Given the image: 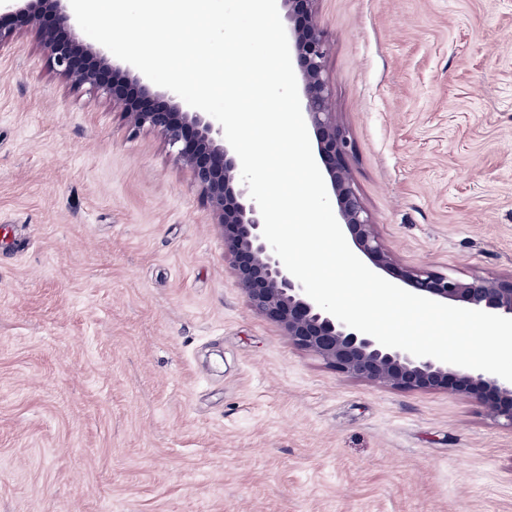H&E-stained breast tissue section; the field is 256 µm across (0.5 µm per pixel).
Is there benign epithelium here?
I'll return each instance as SVG.
<instances>
[{
  "mask_svg": "<svg viewBox=\"0 0 512 512\" xmlns=\"http://www.w3.org/2000/svg\"><path fill=\"white\" fill-rule=\"evenodd\" d=\"M278 2L291 24L306 119L317 140L339 223L357 250L416 295L512 318V276L463 278L396 264L376 233L346 165L348 140L332 106L326 73L328 44L317 19L318 0ZM6 8L36 31L50 65L72 88L106 95L131 126L157 130L177 149L178 160L190 170L224 235V256L239 288L252 309L276 323L294 346L348 377L401 391L450 389L512 429V382L385 347L346 326L305 294L263 238V220L241 180L240 160L213 117L184 108L172 91H152L137 75L123 83L115 81L114 67L99 48L75 35L60 36L62 30L72 28L64 0H8ZM20 31L15 24L0 23V51L9 48Z\"/></svg>",
  "mask_w": 512,
  "mask_h": 512,
  "instance_id": "7a95c632",
  "label": "benign epithelium"
}]
</instances>
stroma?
<instances>
[{
	"label": "stroma",
	"instance_id": "obj_1",
	"mask_svg": "<svg viewBox=\"0 0 512 512\" xmlns=\"http://www.w3.org/2000/svg\"><path fill=\"white\" fill-rule=\"evenodd\" d=\"M396 262L512 274V0H318ZM0 512H512V428L256 313L164 137L0 52Z\"/></svg>",
	"mask_w": 512,
	"mask_h": 512
}]
</instances>
